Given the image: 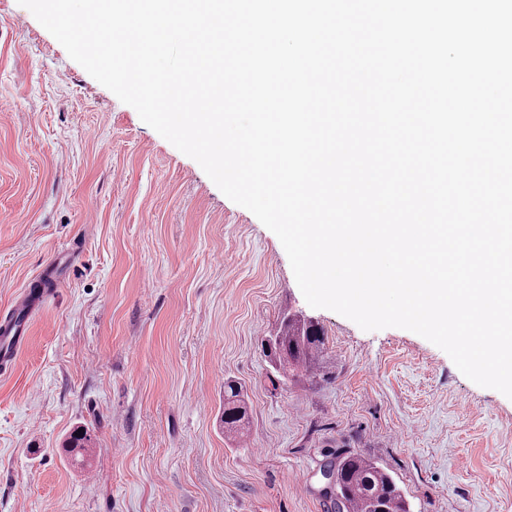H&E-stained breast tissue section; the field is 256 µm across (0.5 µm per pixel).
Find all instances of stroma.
<instances>
[{
	"label": "stroma",
	"mask_w": 512,
	"mask_h": 512,
	"mask_svg": "<svg viewBox=\"0 0 512 512\" xmlns=\"http://www.w3.org/2000/svg\"><path fill=\"white\" fill-rule=\"evenodd\" d=\"M1 212V315L73 260L0 374V512H326L323 466L349 452L410 512H512V399L416 333L308 305L278 237L17 0H0ZM290 315L325 346L284 382L264 343ZM228 378L249 406L235 439Z\"/></svg>",
	"instance_id": "35a3bbf8"
}]
</instances>
